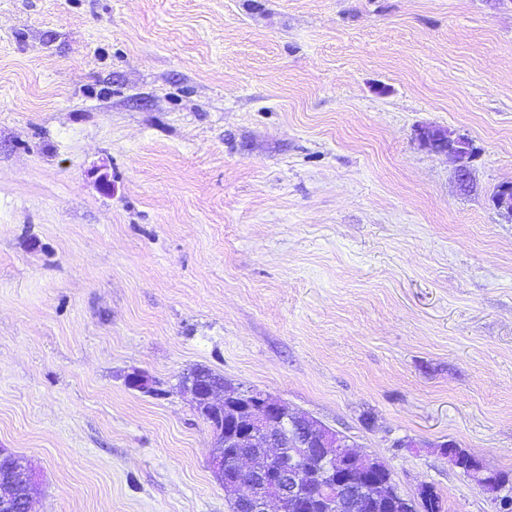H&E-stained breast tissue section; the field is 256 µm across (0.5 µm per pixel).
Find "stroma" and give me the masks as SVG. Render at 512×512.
Instances as JSON below:
<instances>
[{"label": "stroma", "instance_id": "stroma-1", "mask_svg": "<svg viewBox=\"0 0 512 512\" xmlns=\"http://www.w3.org/2000/svg\"><path fill=\"white\" fill-rule=\"evenodd\" d=\"M424 128L468 139V188ZM506 185L512 0H0V448L32 512H230L199 367L493 512L440 445L512 470Z\"/></svg>", "mask_w": 512, "mask_h": 512}]
</instances>
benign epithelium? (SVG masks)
<instances>
[{
    "mask_svg": "<svg viewBox=\"0 0 512 512\" xmlns=\"http://www.w3.org/2000/svg\"><path fill=\"white\" fill-rule=\"evenodd\" d=\"M419 136L432 150L469 158L465 138L452 139L440 128H424ZM185 391L213 433L209 468L214 478L226 488H247L239 497L246 512H269L273 503L277 512H308L317 502L324 512H341L347 502L352 512H366L361 471L387 465L354 451L347 436L312 418H295L285 403L259 391L199 385L193 377ZM224 447L237 449L227 480ZM311 476L318 480L314 486L307 483ZM34 478L28 461L0 448V512H29Z\"/></svg>",
    "mask_w": 512,
    "mask_h": 512,
    "instance_id": "7a95c632",
    "label": "benign epithelium"
}]
</instances>
